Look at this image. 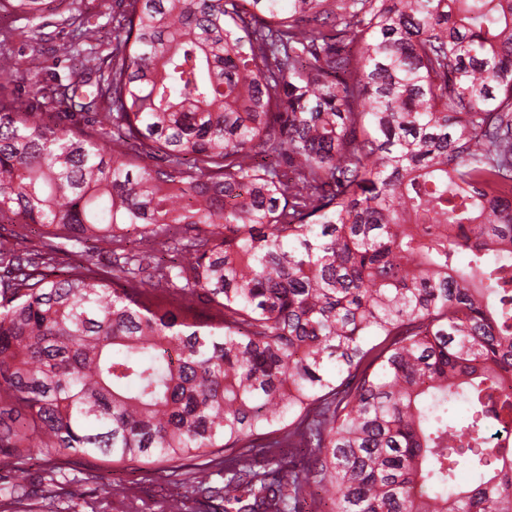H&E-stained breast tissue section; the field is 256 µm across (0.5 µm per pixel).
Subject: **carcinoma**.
I'll return each mask as SVG.
<instances>
[{"mask_svg": "<svg viewBox=\"0 0 512 512\" xmlns=\"http://www.w3.org/2000/svg\"><path fill=\"white\" fill-rule=\"evenodd\" d=\"M0 13L72 62L41 115L0 30V472L512 512V0H118L110 44L82 0ZM87 240L110 265L55 275ZM101 465L100 473L105 476V479L97 482H88L84 485L85 490V499L88 501L91 500V497H95L99 493V489L101 484L103 483H112V485L116 484H129L130 481L140 480L141 476L139 472H134L130 468H106V465L102 462H97Z\"/></svg>", "mask_w": 512, "mask_h": 512, "instance_id": "1", "label": "carcinoma"}]
</instances>
